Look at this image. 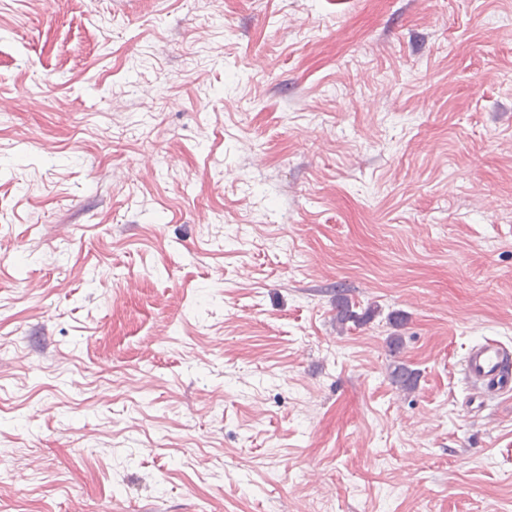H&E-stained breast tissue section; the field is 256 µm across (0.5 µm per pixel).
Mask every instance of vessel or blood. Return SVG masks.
Listing matches in <instances>:
<instances>
[{"label":"vessel or blood","mask_w":512,"mask_h":512,"mask_svg":"<svg viewBox=\"0 0 512 512\" xmlns=\"http://www.w3.org/2000/svg\"><path fill=\"white\" fill-rule=\"evenodd\" d=\"M467 384L479 392L503 397L512 394V350L500 341L486 338L471 346L463 360Z\"/></svg>","instance_id":"1"}]
</instances>
